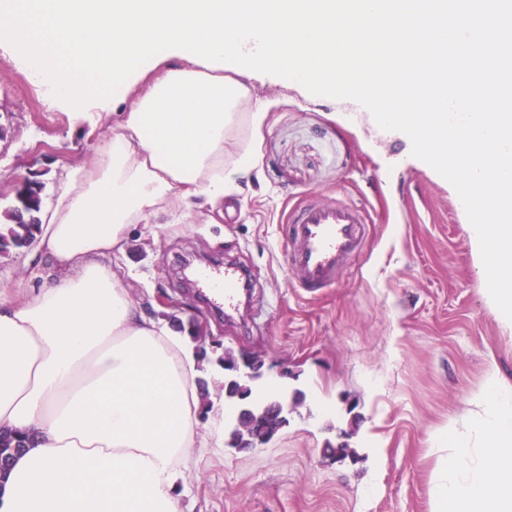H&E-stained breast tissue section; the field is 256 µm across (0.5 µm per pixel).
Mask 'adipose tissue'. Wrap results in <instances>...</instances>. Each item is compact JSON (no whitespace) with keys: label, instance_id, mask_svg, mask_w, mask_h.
<instances>
[{"label":"adipose tissue","instance_id":"ef3b65f1","mask_svg":"<svg viewBox=\"0 0 512 512\" xmlns=\"http://www.w3.org/2000/svg\"><path fill=\"white\" fill-rule=\"evenodd\" d=\"M93 166L68 173L40 217V245L66 277L16 296L0 290V428L30 443L0 479V512H184L175 489L202 448L217 444L224 404L204 407L193 343L145 316L108 264L134 225L193 200L218 208L234 178L258 164L244 151L224 167L240 124L260 127L264 102L222 68L159 60ZM468 432L437 438L431 512H512V385L497 366L469 399Z\"/></svg>","mask_w":512,"mask_h":512}]
</instances>
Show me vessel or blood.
<instances>
[{
  "instance_id": "vessel-or-blood-1",
  "label": "vessel or blood",
  "mask_w": 512,
  "mask_h": 512,
  "mask_svg": "<svg viewBox=\"0 0 512 512\" xmlns=\"http://www.w3.org/2000/svg\"><path fill=\"white\" fill-rule=\"evenodd\" d=\"M369 217L358 204L306 202L288 215L285 266L298 287L314 292L337 285L350 261L360 252ZM197 282L225 308H234L244 285L232 266L203 269Z\"/></svg>"
}]
</instances>
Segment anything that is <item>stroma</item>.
Masks as SVG:
<instances>
[{"mask_svg":"<svg viewBox=\"0 0 512 512\" xmlns=\"http://www.w3.org/2000/svg\"><path fill=\"white\" fill-rule=\"evenodd\" d=\"M0 42V206L17 182L42 171L52 203L69 169L91 165L116 114L75 121L50 108L43 88ZM247 85L268 106L257 130L226 143L225 162L254 147L258 166L236 179L223 213L197 223L157 218V235L134 227L119 274L145 314L185 316L222 350L262 358L267 379L287 371L305 398L287 428L247 452L207 449L180 483L187 512H430L440 427H469L467 398L489 365L512 383V329L484 301L457 192L406 135L381 129L355 106L305 98L290 80ZM346 120H337L339 111ZM363 203L369 233L337 286L310 296L283 263L290 206L305 199ZM225 261L247 269L251 297L232 311L189 286L182 266ZM60 274L36 246L0 255V289L36 288ZM348 432L358 463L321 450Z\"/></svg>","mask_w":512,"mask_h":512,"instance_id":"stroma-1","label":"stroma"}]
</instances>
